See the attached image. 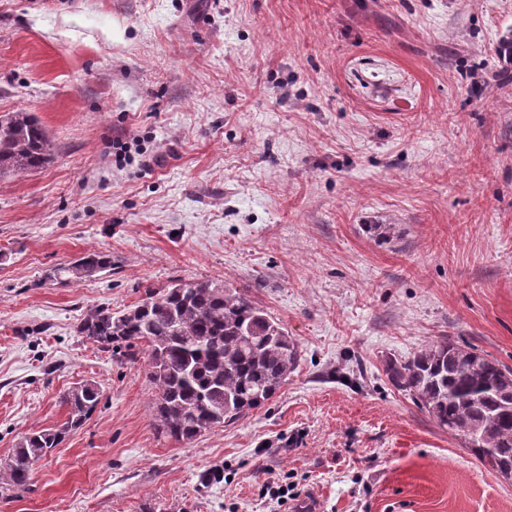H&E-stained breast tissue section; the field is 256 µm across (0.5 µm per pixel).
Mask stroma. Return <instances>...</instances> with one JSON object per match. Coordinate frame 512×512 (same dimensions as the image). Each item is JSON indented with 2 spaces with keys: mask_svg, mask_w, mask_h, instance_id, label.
I'll return each mask as SVG.
<instances>
[{
  "mask_svg": "<svg viewBox=\"0 0 512 512\" xmlns=\"http://www.w3.org/2000/svg\"><path fill=\"white\" fill-rule=\"evenodd\" d=\"M510 38L512 0H0V113L54 148L0 181V463L71 387L102 394L0 512H283L281 481L318 512H512V479L386 374L442 338L512 367ZM101 251L111 271L46 277ZM177 278L248 294L299 350L188 444L154 428L145 349L78 333Z\"/></svg>",
  "mask_w": 512,
  "mask_h": 512,
  "instance_id": "35a3bbf8",
  "label": "stroma"
}]
</instances>
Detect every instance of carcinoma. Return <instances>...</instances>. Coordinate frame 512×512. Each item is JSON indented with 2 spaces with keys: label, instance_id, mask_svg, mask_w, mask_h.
Listing matches in <instances>:
<instances>
[{
  "label": "carcinoma",
  "instance_id": "1",
  "mask_svg": "<svg viewBox=\"0 0 512 512\" xmlns=\"http://www.w3.org/2000/svg\"><path fill=\"white\" fill-rule=\"evenodd\" d=\"M51 159L49 135L34 113L0 114V180L23 177ZM110 269L112 256L94 252L54 269L53 277L77 282ZM78 332L107 352L146 346L148 375L158 388L157 428L182 441L233 424L269 402L298 360L288 331L222 281L175 279L122 313L90 312ZM387 371L394 386L483 464L501 475L506 467L512 471L511 367L442 338L404 361H390ZM99 399L96 385L75 386L64 397L63 423L22 436L0 466L10 485H27L33 465L80 429Z\"/></svg>",
  "mask_w": 512,
  "mask_h": 512
}]
</instances>
